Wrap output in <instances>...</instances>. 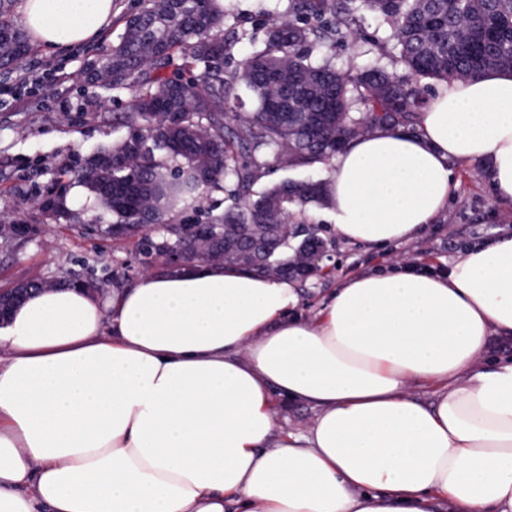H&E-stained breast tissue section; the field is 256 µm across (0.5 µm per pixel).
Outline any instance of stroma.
Masks as SVG:
<instances>
[{"mask_svg":"<svg viewBox=\"0 0 512 512\" xmlns=\"http://www.w3.org/2000/svg\"><path fill=\"white\" fill-rule=\"evenodd\" d=\"M121 31L112 26L95 42L46 52L33 48L22 71L0 74V87L16 84L21 73L32 76L54 70L49 83L33 88L30 103L21 107L0 106V224L36 226L35 239L0 253V289L26 282H56L80 277L96 283L113 279L127 283L148 274L138 263L133 246L102 236L100 228L57 224L35 216L32 199L55 184L77 186L71 169L101 147L111 145L126 133L112 116L127 111L133 91L119 93L84 85L77 78L84 60L109 49ZM390 38L381 18L363 13L357 39L337 42L330 55L338 67L350 62L380 64L397 77L404 76L391 56L379 55L375 42ZM456 186L445 212L411 243L386 247L347 244L333 233L328 210L309 211L318 234L331 250L323 270L309 278L300 296L298 310L315 313L322 299L343 280L391 262L413 260L433 271L447 269L465 242L490 239L512 231V204L498 203L488 179L476 165H452Z\"/></svg>","mask_w":512,"mask_h":512,"instance_id":"stroma-1","label":"stroma"}]
</instances>
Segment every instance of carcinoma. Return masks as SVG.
<instances>
[{
	"label": "carcinoma",
	"mask_w": 512,
	"mask_h": 512,
	"mask_svg": "<svg viewBox=\"0 0 512 512\" xmlns=\"http://www.w3.org/2000/svg\"><path fill=\"white\" fill-rule=\"evenodd\" d=\"M0 0V70L27 57L26 34ZM233 0H145L123 18L105 58L90 56L80 76L100 89L135 90L123 113L124 138L85 160L78 178L108 211L112 224L132 227L142 213L153 224H177L206 192L231 202L211 219L209 252L256 272L266 265L296 268L316 232L290 223V213L327 204L326 182L282 181L255 186L271 166L327 163L341 145L372 127L413 123L422 103L411 78H465L488 69L512 70V0H291L277 13L261 47L232 64L239 39L224 30ZM368 9L390 24L407 78L375 66H335L321 52L357 32ZM254 107L235 111L240 89ZM364 111L359 112L356 105ZM39 211L56 223L76 214L58 203ZM165 233L138 242L142 262L158 270Z\"/></svg>",
	"instance_id": "obj_1"
}]
</instances>
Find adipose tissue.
I'll use <instances>...</instances> for the list:
<instances>
[{
  "label": "adipose tissue",
  "mask_w": 512,
  "mask_h": 512,
  "mask_svg": "<svg viewBox=\"0 0 512 512\" xmlns=\"http://www.w3.org/2000/svg\"><path fill=\"white\" fill-rule=\"evenodd\" d=\"M114 0H21L47 48L103 37ZM512 204V72L442 82L414 128L329 162L338 239L418 238L451 162ZM198 262L98 296L30 292L0 325V512H512V233L347 279ZM314 416L283 431L279 406Z\"/></svg>",
  "instance_id": "obj_1"
}]
</instances>
